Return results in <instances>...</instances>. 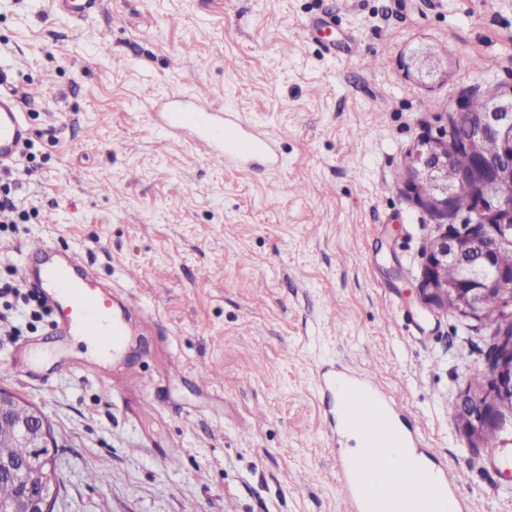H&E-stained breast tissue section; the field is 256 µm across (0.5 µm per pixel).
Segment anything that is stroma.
<instances>
[{"label": "stroma", "instance_id": "obj_1", "mask_svg": "<svg viewBox=\"0 0 512 512\" xmlns=\"http://www.w3.org/2000/svg\"><path fill=\"white\" fill-rule=\"evenodd\" d=\"M76 24L0 0V64L28 100L32 159L0 224V283L33 240L79 252L146 323L98 367L0 298V389L55 441L52 512H347L316 372L396 397L469 512H512V467L469 447L454 405L487 329L421 308L445 218L404 159L464 97L512 83V0H103ZM443 55L425 80L403 61ZM201 94L272 136L282 168L229 170L165 139L159 104ZM111 385H104V377ZM104 482L94 483L91 472Z\"/></svg>", "mask_w": 512, "mask_h": 512}]
</instances>
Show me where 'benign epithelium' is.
<instances>
[{
	"instance_id": "benign-epithelium-1",
	"label": "benign epithelium",
	"mask_w": 512,
	"mask_h": 512,
	"mask_svg": "<svg viewBox=\"0 0 512 512\" xmlns=\"http://www.w3.org/2000/svg\"><path fill=\"white\" fill-rule=\"evenodd\" d=\"M441 54L431 47L414 52L405 63L409 70L428 76L436 73ZM481 110L471 108V99L457 102L449 115L448 132L440 137L423 135L407 154L405 189L424 209L445 219L457 216L455 197L460 186L471 194L468 220L450 226L430 240L424 250L423 279L417 298L431 313L451 311L482 326L485 298L493 294L499 302L502 326L512 323V267L495 264V258L512 252V84L483 97ZM469 115L467 135L459 137L454 125L459 115ZM495 136L502 150L487 156L482 144ZM465 154L468 163L456 165ZM456 167V178L448 182L441 171ZM458 265V278L450 284L443 277L448 264ZM494 342L487 352L485 382L467 385L454 406L457 427L472 448L484 445L485 432L512 427V336L491 328ZM25 402L0 389V440L10 439L36 451L25 460L0 459V478L12 481L16 496L12 504H0V512H52L57 472L50 448L52 433L45 416L28 406V417L15 419L12 410Z\"/></svg>"
}]
</instances>
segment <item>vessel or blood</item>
Here are the masks:
<instances>
[{"label": "vessel or blood", "instance_id": "1", "mask_svg": "<svg viewBox=\"0 0 512 512\" xmlns=\"http://www.w3.org/2000/svg\"><path fill=\"white\" fill-rule=\"evenodd\" d=\"M57 14L86 19L96 14L103 0H52ZM159 123L168 137L186 136L206 156L227 167L266 170L279 166L274 139L259 132L238 113L223 111L190 97L165 104ZM29 137L23 98L17 89L0 90V163L12 160ZM33 285L51 308L53 331L59 336H83L104 361L121 358L140 322L117 308L112 290L77 252L57 253L36 242ZM321 385L331 398L332 429L353 426L365 437V458L337 459L336 469L352 512H431L439 501L452 502L453 512L464 503L448 475L419 465L418 439L399 426L397 405L366 374L346 368L323 371ZM402 448L407 462L381 486L367 479L366 462L378 460L390 445Z\"/></svg>", "mask_w": 512, "mask_h": 512}]
</instances>
